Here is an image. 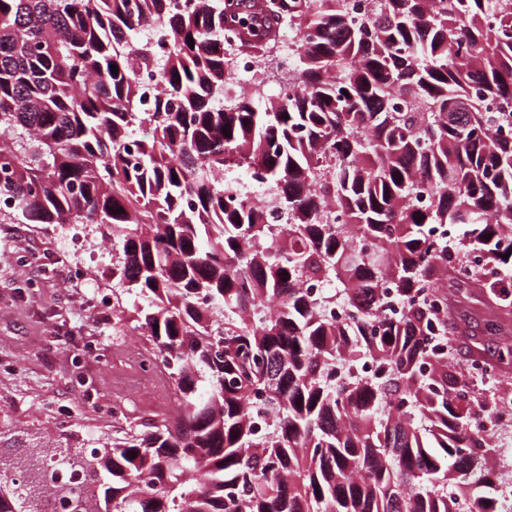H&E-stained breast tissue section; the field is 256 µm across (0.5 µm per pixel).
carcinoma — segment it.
<instances>
[{
	"instance_id": "carcinoma-1",
	"label": "carcinoma",
	"mask_w": 512,
	"mask_h": 512,
	"mask_svg": "<svg viewBox=\"0 0 512 512\" xmlns=\"http://www.w3.org/2000/svg\"><path fill=\"white\" fill-rule=\"evenodd\" d=\"M283 25L297 90L230 92ZM0 210L112 239L113 328L143 331L175 408L64 449L97 477L78 494L0 429V512H500L439 273L459 225L512 270V0H0Z\"/></svg>"
}]
</instances>
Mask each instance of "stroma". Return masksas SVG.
Segmentation results:
<instances>
[{
	"label": "stroma",
	"instance_id": "35a3bbf8",
	"mask_svg": "<svg viewBox=\"0 0 512 512\" xmlns=\"http://www.w3.org/2000/svg\"><path fill=\"white\" fill-rule=\"evenodd\" d=\"M448 328L468 362L512 337V305L449 289ZM496 315L501 336H486ZM112 244L93 224L0 223V422L52 448H96L143 410L104 415L140 331L112 330Z\"/></svg>",
	"mask_w": 512,
	"mask_h": 512
}]
</instances>
